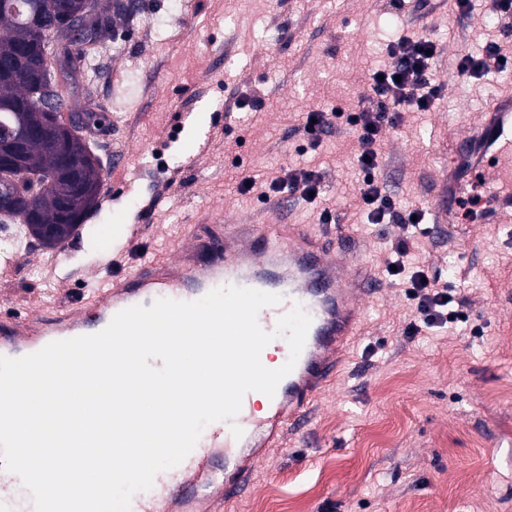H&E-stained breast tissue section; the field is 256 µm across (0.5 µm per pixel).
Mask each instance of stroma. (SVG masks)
Returning <instances> with one entry per match:
<instances>
[{
  "label": "stroma",
  "mask_w": 512,
  "mask_h": 512,
  "mask_svg": "<svg viewBox=\"0 0 512 512\" xmlns=\"http://www.w3.org/2000/svg\"><path fill=\"white\" fill-rule=\"evenodd\" d=\"M103 41L84 54L83 86L104 119L84 137L104 170L98 204L56 248L18 244L11 277L0 279V312L51 300L80 308L98 277L97 252L128 225L143 233L122 272L166 260L187 233L214 221L266 220L269 204L237 192L240 177L264 181L297 165L323 175L321 206L292 200L288 224L319 222L334 208L380 275L396 224H372L359 208L356 137L338 125L309 146L302 116L357 105L382 43L390 0H132ZM397 28L431 33L440 92L429 111L403 113L381 134L380 187L423 206L430 177L447 165L437 140L477 123L489 98L512 92L498 69L460 77L455 66L488 42L512 56V27L494 0H405ZM262 96L261 111L217 122L237 98ZM125 157L113 167V153ZM408 261L439 270L467 298V321L409 337L413 317L397 286L367 301L364 333L315 405L306 435L255 467L252 492L224 512H512V223H423Z\"/></svg>",
  "instance_id": "1"
}]
</instances>
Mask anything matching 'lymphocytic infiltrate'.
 Returning <instances> with one entry per match:
<instances>
[{"instance_id": "f902f5d3", "label": "lymphocytic infiltrate", "mask_w": 512, "mask_h": 512, "mask_svg": "<svg viewBox=\"0 0 512 512\" xmlns=\"http://www.w3.org/2000/svg\"><path fill=\"white\" fill-rule=\"evenodd\" d=\"M437 42L428 35L415 37L394 36L385 45L392 58L391 67L375 68L369 72L371 96L368 103L358 104L352 111L343 108L316 109L306 113L303 128L310 135L332 129L338 122H345L357 134L354 162L361 175L358 186L359 199L367 210L369 223H395L412 227V210L400 207L376 180L379 167L380 134L385 125H397L406 108L428 110L439 92L437 75L433 68ZM286 193L310 201L322 196V175L304 168L286 170L261 186L258 199ZM408 240L393 244L385 265L383 277L390 283L402 286L404 295L413 306L414 318L406 328L414 336L422 330H435L455 321L466 320L465 300L454 298L451 289L443 282L439 271L432 266H410L406 262Z\"/></svg>"}]
</instances>
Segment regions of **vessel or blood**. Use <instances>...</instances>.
I'll return each mask as SVG.
<instances>
[{
  "label": "vessel or blood",
  "mask_w": 512,
  "mask_h": 512,
  "mask_svg": "<svg viewBox=\"0 0 512 512\" xmlns=\"http://www.w3.org/2000/svg\"><path fill=\"white\" fill-rule=\"evenodd\" d=\"M444 152L457 162L475 159L484 178L499 183L484 223L511 220L512 94L495 96L484 120L467 134H449ZM458 196L457 186L432 182V223L453 222ZM177 250V259L147 261L129 274L92 282L88 301L96 309L94 318L53 304L0 318V356L20 358L54 341L98 333L128 307H148L159 298L195 301L228 285L280 295L279 304L258 315L265 331L274 332L279 318L294 307L310 316L305 346L269 399L267 417L254 420L252 399L244 397L234 423L206 426L178 467L158 473L149 490L133 496L130 512H224L225 504L247 494L260 449L283 447L288 435L309 424L314 404L361 333L366 299L381 290L350 235L284 224L275 217L228 223L210 238H185ZM235 425L242 437L233 436ZM18 481L17 475L0 469V512H20L14 493Z\"/></svg>",
  "instance_id": "1"
}]
</instances>
